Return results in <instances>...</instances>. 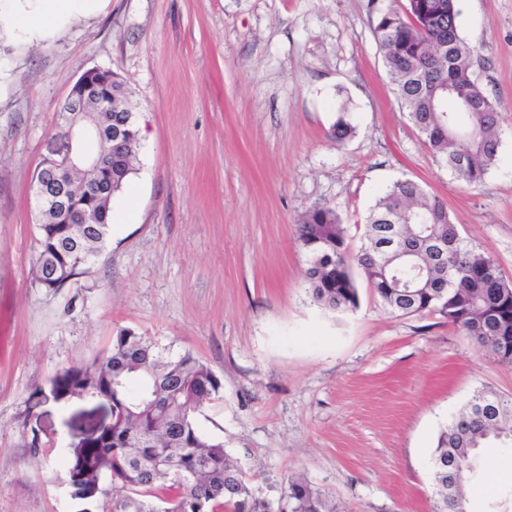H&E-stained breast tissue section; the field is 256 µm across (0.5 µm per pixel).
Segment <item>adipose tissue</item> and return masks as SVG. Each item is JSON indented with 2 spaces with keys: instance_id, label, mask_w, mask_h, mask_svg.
<instances>
[{
  "instance_id": "1",
  "label": "adipose tissue",
  "mask_w": 512,
  "mask_h": 512,
  "mask_svg": "<svg viewBox=\"0 0 512 512\" xmlns=\"http://www.w3.org/2000/svg\"><path fill=\"white\" fill-rule=\"evenodd\" d=\"M6 9H0V25H18L33 39L50 36L58 24L76 16L98 12L105 0H7Z\"/></svg>"
}]
</instances>
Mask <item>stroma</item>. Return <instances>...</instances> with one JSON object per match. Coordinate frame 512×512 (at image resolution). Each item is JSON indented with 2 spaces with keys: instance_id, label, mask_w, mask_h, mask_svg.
Returning a JSON list of instances; mask_svg holds the SVG:
<instances>
[{
  "instance_id": "obj_1",
  "label": "stroma",
  "mask_w": 512,
  "mask_h": 512,
  "mask_svg": "<svg viewBox=\"0 0 512 512\" xmlns=\"http://www.w3.org/2000/svg\"><path fill=\"white\" fill-rule=\"evenodd\" d=\"M458 7L503 132L471 186L401 107L368 0H107L38 42L0 29V512H83L60 472L72 424L103 409L50 400L29 415L26 401L122 328L213 370L222 387L198 423L257 497L298 476L337 512H433L439 433L478 388L512 397V366L440 315H391L363 282L356 309L321 310L296 225L334 208L359 249L376 201L411 178L512 280V0ZM96 67L131 93L137 163L105 252L46 293L32 284V181L71 84ZM343 102L356 134L339 143ZM509 491L504 450L474 476L468 512H512Z\"/></svg>"
}]
</instances>
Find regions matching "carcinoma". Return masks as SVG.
<instances>
[{"instance_id":"obj_1","label":"carcinoma","mask_w":512,"mask_h":512,"mask_svg":"<svg viewBox=\"0 0 512 512\" xmlns=\"http://www.w3.org/2000/svg\"><path fill=\"white\" fill-rule=\"evenodd\" d=\"M377 12L374 34L379 54L401 105L430 152L467 185L483 181L501 146L498 106L473 77L474 49L459 31L457 0H405L403 11ZM116 104L95 102L79 113H59L57 134L76 122L112 132L122 123L121 148L111 140L96 144L105 167L65 175L72 202L94 216L79 226L59 214L37 225L32 284L56 293L88 272L107 246L112 196L134 172L139 131L122 82ZM350 112L340 107L331 135L341 143L355 133ZM99 178L111 187L103 199H87L82 184ZM407 225L412 253L389 247L393 227ZM297 237L309 256L306 279L313 301L328 312L358 307L354 270L386 310L396 316L437 313L486 348L498 362L512 365V282L484 253L464 244L446 205L417 181L400 178L377 200L365 220L364 243L351 250L338 213L315 207L300 219ZM448 241V252L436 242ZM58 272L54 278L52 272ZM215 373L189 352L172 354L133 329L116 333L100 359L74 365L49 387H35L33 408L48 398L107 397L112 428L95 438L70 443L64 481L73 495L101 512H272L273 502L257 498L245 474L224 449L205 435L197 413L219 393ZM512 435V397L477 390L441 431L432 454L435 512H467L477 454ZM457 467L453 496L448 471ZM288 512H336L321 491L302 479L288 480L279 498Z\"/></svg>"}]
</instances>
